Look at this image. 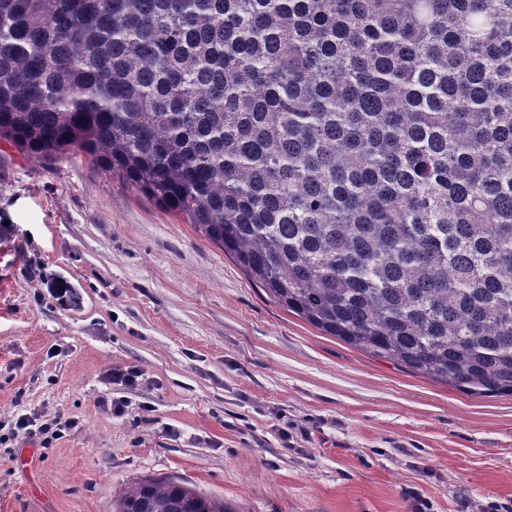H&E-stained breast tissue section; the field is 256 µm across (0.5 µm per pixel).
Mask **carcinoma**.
Returning a JSON list of instances; mask_svg holds the SVG:
<instances>
[{
	"mask_svg": "<svg viewBox=\"0 0 512 512\" xmlns=\"http://www.w3.org/2000/svg\"><path fill=\"white\" fill-rule=\"evenodd\" d=\"M78 149L327 336L512 395V0H0V140ZM115 512H224L173 479Z\"/></svg>",
	"mask_w": 512,
	"mask_h": 512,
	"instance_id": "1",
	"label": "carcinoma"
}]
</instances>
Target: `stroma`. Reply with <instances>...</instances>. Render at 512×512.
<instances>
[{
  "label": "stroma",
  "instance_id": "1",
  "mask_svg": "<svg viewBox=\"0 0 512 512\" xmlns=\"http://www.w3.org/2000/svg\"><path fill=\"white\" fill-rule=\"evenodd\" d=\"M132 366L139 387L111 383ZM20 412L60 438L15 432ZM145 478L226 512H412L411 489L512 512V396L324 335L87 153L2 141L0 512H113Z\"/></svg>",
  "mask_w": 512,
  "mask_h": 512
}]
</instances>
